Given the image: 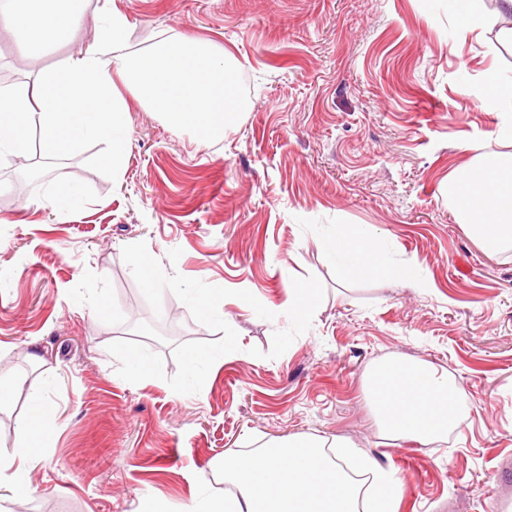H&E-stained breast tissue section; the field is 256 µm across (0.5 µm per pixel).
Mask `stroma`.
Returning <instances> with one entry per match:
<instances>
[{
    "instance_id": "stroma-1",
    "label": "stroma",
    "mask_w": 512,
    "mask_h": 512,
    "mask_svg": "<svg viewBox=\"0 0 512 512\" xmlns=\"http://www.w3.org/2000/svg\"><path fill=\"white\" fill-rule=\"evenodd\" d=\"M131 25L126 51L185 35L223 47L245 101L221 141L197 143L129 100L130 149L113 179L86 143L42 165L0 160V456L29 442L34 407L52 432L26 465L29 492L0 479V512H144L233 493L225 457L272 439L340 438L396 479V512H494L512 458V249L485 251L461 224L448 177L511 151L481 98L512 76V25L478 0L482 34L448 0H88L70 41L25 47L0 28V85L62 67L97 44L102 3ZM470 151H461V142ZM67 179L84 204L61 211ZM361 227L427 285L349 275L324 242ZM158 271L146 290L134 257ZM317 288L289 319L288 288ZM223 304L199 313L192 294ZM184 328L137 331L145 316ZM147 357L137 382L124 354ZM216 366L189 382L190 354ZM425 361L457 380L463 423L440 440L385 437L369 391L379 366Z\"/></svg>"
}]
</instances>
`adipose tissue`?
Here are the masks:
<instances>
[{
	"mask_svg": "<svg viewBox=\"0 0 512 512\" xmlns=\"http://www.w3.org/2000/svg\"><path fill=\"white\" fill-rule=\"evenodd\" d=\"M0 26L25 33L29 42L69 41L86 0H11ZM95 48L72 56L62 70L0 88V158L73 151L88 139L107 143L113 177L127 164L130 144L125 94L157 112L174 132L199 142L223 138L244 107L231 86L232 67L212 43L165 39L140 53L121 52L130 23L100 9ZM40 132L32 145L31 129ZM448 195L471 235L488 252L512 245V154L486 158L452 173ZM331 250L342 252L352 273L388 270L362 229L339 231ZM458 387L447 372L427 362L380 367L370 387L386 436L433 441L459 426ZM224 474L237 492L206 500L193 512H393L392 475L346 443L293 437L258 451L228 457Z\"/></svg>",
	"mask_w": 512,
	"mask_h": 512,
	"instance_id": "ef3b65f1",
	"label": "adipose tissue"
}]
</instances>
